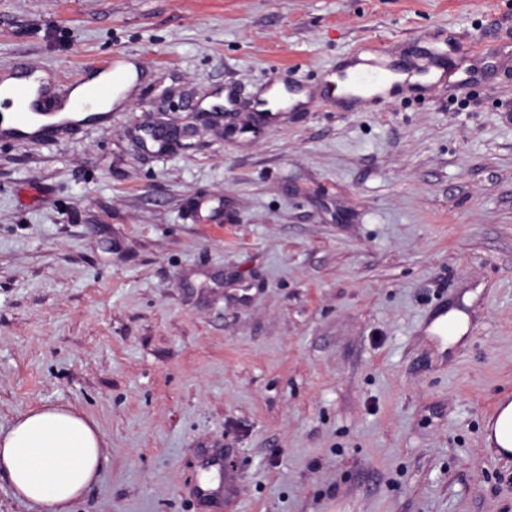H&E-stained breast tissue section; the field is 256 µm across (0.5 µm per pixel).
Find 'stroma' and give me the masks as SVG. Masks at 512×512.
<instances>
[{
    "label": "stroma",
    "mask_w": 512,
    "mask_h": 512,
    "mask_svg": "<svg viewBox=\"0 0 512 512\" xmlns=\"http://www.w3.org/2000/svg\"><path fill=\"white\" fill-rule=\"evenodd\" d=\"M508 36L512 0H0V65L60 91L143 66L108 122L0 142V426L98 425L74 512H207L205 448L226 512H512L486 440L512 402ZM374 45L411 82L337 106L322 74ZM284 77L312 104L251 132ZM443 303L470 317L445 350L422 332ZM212 468L217 469L219 474V483L217 487H212L209 482L198 483L196 494L199 498L206 501H217L224 499L226 494V483H224V456L220 453L208 455L202 459V471L209 472Z\"/></svg>",
    "instance_id": "1"
}]
</instances>
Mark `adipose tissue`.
Masks as SVG:
<instances>
[{
	"label": "adipose tissue",
	"instance_id": "obj_1",
	"mask_svg": "<svg viewBox=\"0 0 512 512\" xmlns=\"http://www.w3.org/2000/svg\"><path fill=\"white\" fill-rule=\"evenodd\" d=\"M97 424L70 407H38L0 428V474L20 500L72 512L106 463Z\"/></svg>",
	"mask_w": 512,
	"mask_h": 512
}]
</instances>
